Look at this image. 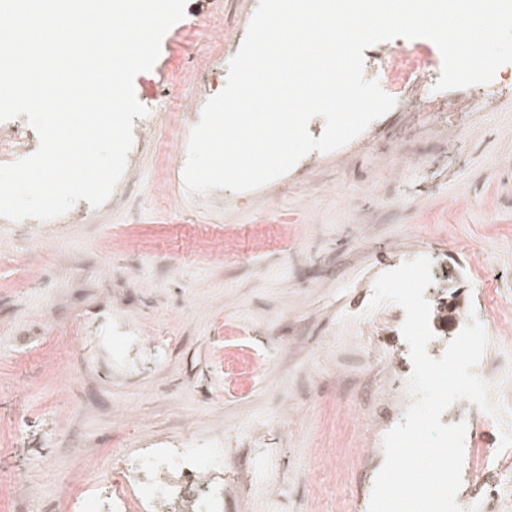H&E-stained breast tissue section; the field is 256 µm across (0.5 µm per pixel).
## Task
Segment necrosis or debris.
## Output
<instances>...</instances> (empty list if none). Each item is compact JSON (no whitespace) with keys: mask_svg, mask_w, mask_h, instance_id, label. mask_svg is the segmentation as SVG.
Wrapping results in <instances>:
<instances>
[{"mask_svg":"<svg viewBox=\"0 0 512 512\" xmlns=\"http://www.w3.org/2000/svg\"><path fill=\"white\" fill-rule=\"evenodd\" d=\"M224 465L211 448H157L143 453L120 475L104 478L83 501L82 512H144L149 503L173 500L189 503L191 512H222L224 486L211 477ZM185 484L170 482V475ZM471 492H457L461 512H506L508 507L496 483L469 476Z\"/></svg>","mask_w":512,"mask_h":512,"instance_id":"1","label":"necrosis or debris"}]
</instances>
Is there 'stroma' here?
Returning <instances> with one entry per match:
<instances>
[{
  "label": "stroma",
  "instance_id": "stroma-1",
  "mask_svg": "<svg viewBox=\"0 0 512 512\" xmlns=\"http://www.w3.org/2000/svg\"><path fill=\"white\" fill-rule=\"evenodd\" d=\"M258 0H188L134 89L145 116L122 193L77 202L55 224L0 218V512H75L76 495L112 470L122 448H218L239 485L223 512H368L398 424L390 380L412 369L393 303L368 310L377 278L427 253L461 316L512 299V62L490 83L438 93L445 114L392 108L343 147L302 157L286 174L205 205L185 188L178 150L201 115L191 96L240 49ZM403 48L364 51L378 79ZM212 250H203V242ZM460 318L432 323L448 345ZM483 362L512 409V309L499 314ZM139 337L113 360L104 337ZM251 366L224 396L225 360ZM466 421L472 464L512 484L507 425L482 408Z\"/></svg>",
  "mask_w": 512,
  "mask_h": 512
}]
</instances>
